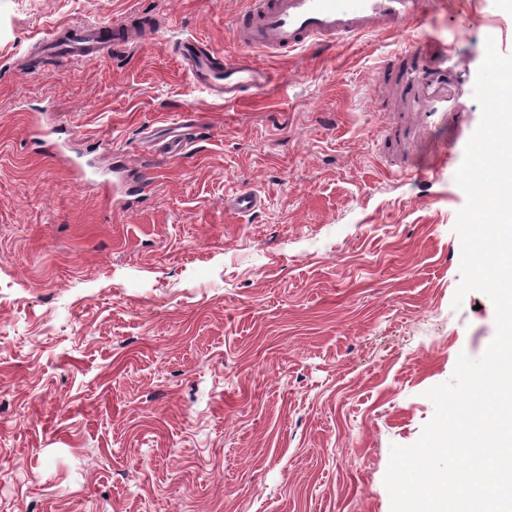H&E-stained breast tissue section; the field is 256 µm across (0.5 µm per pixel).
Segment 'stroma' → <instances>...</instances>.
I'll return each mask as SVG.
<instances>
[{
    "label": "stroma",
    "mask_w": 512,
    "mask_h": 512,
    "mask_svg": "<svg viewBox=\"0 0 512 512\" xmlns=\"http://www.w3.org/2000/svg\"><path fill=\"white\" fill-rule=\"evenodd\" d=\"M244 6L0 0V512H391L392 446L419 439L427 390L495 335L485 294L452 306L474 85L469 125L424 135L377 73L433 39L477 75L486 37L512 55V7L429 0L398 35L258 54L272 83L227 103L176 43L235 52ZM89 23L154 34L46 55ZM183 115L190 149L149 153L143 129ZM34 117L150 189L104 202L28 141ZM397 125L406 137L385 138ZM245 189L261 206L226 208Z\"/></svg>",
    "instance_id": "1"
}]
</instances>
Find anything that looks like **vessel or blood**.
<instances>
[{
    "label": "vessel or blood",
    "mask_w": 512,
    "mask_h": 512,
    "mask_svg": "<svg viewBox=\"0 0 512 512\" xmlns=\"http://www.w3.org/2000/svg\"><path fill=\"white\" fill-rule=\"evenodd\" d=\"M427 0H247V8L235 25L238 49L223 58L206 50L199 41L185 38L178 45L185 72L194 84L227 102L245 93L265 89L272 75L251 58L253 50L291 53L297 50L331 48L365 35L394 34L425 12ZM53 56L81 59L101 51L97 28H84L54 38L49 43ZM407 67L386 62L380 69L383 81L402 88L411 111L430 129L452 127L462 130L468 115L457 103V90L464 82L463 70L449 67L448 53L439 45L425 42L405 51ZM192 120L182 117L166 138L152 140L159 153L177 157L192 143ZM102 197L115 194L138 196L148 183L125 178L103 180Z\"/></svg>",
    "instance_id": "obj_1"
}]
</instances>
